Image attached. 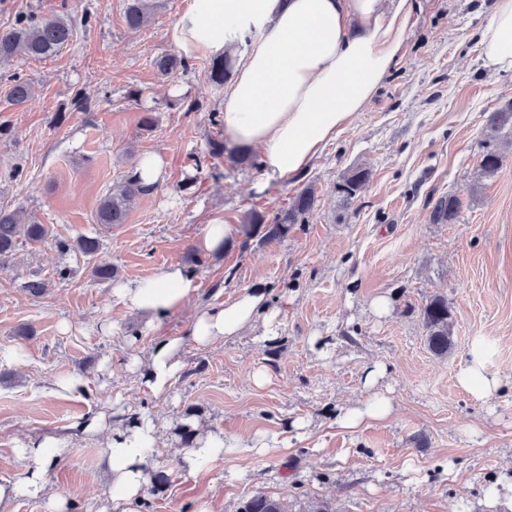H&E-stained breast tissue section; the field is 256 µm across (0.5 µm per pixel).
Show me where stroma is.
<instances>
[{
    "label": "stroma",
    "mask_w": 512,
    "mask_h": 512,
    "mask_svg": "<svg viewBox=\"0 0 512 512\" xmlns=\"http://www.w3.org/2000/svg\"><path fill=\"white\" fill-rule=\"evenodd\" d=\"M188 4L166 0L131 30L124 0H0V30L20 13L91 17L56 56L0 64V205L26 208L55 235L100 242L92 256L26 243L0 267V479L24 477L17 450L28 438L58 439L66 453L49 485L68 497L69 512H95L109 464L101 436L79 425L134 411L167 423L150 468L169 481L148 485L145 512H194L211 498L236 512L256 493L289 512L322 502L331 512H502L488 490L512 484V147H503L493 177L478 171L488 117L512 101V72L485 68L477 37L495 0H417L399 57L363 111L305 174L262 192L259 165L210 153L225 141L210 121L224 91L207 82L206 57L167 79L151 65L177 53L173 31ZM14 72L36 88L20 107L7 97ZM78 94L89 111L76 108ZM148 113L155 125L147 131ZM152 154L163 160L162 183L135 201L125 223L99 224L101 199ZM357 165L370 178L347 208L335 186ZM16 167L21 179H8ZM308 185L318 207L287 237L241 235L217 254L199 248L211 218L239 226L254 210L274 215ZM449 193L463 202L457 221L433 223L434 201ZM175 261L194 271L199 288L152 330L113 296L115 281L90 276L107 263L116 281L145 278ZM61 267L72 271L64 282ZM32 279L46 281L43 293L25 290ZM259 284L276 316L273 338L258 329L185 345L163 396L128 370L159 338L184 336L196 308ZM435 293L447 297L453 321L444 358L428 350L419 317ZM381 298L382 314L374 307ZM480 340L493 348L485 368L500 384L487 400L456 378ZM376 364L385 375L366 385ZM260 368L261 385L251 378ZM70 375L83 391H55L54 380ZM380 391L391 399L385 418L338 424ZM185 421L203 434L261 439L269 451L242 447L188 474L175 431Z\"/></svg>",
    "instance_id": "stroma-1"
}]
</instances>
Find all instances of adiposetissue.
Returning <instances> with one entry per match:
<instances>
[{
	"label": "adipose tissue",
	"instance_id": "ef3b65f1",
	"mask_svg": "<svg viewBox=\"0 0 512 512\" xmlns=\"http://www.w3.org/2000/svg\"><path fill=\"white\" fill-rule=\"evenodd\" d=\"M414 13V0H191L174 41L187 57L230 53L234 69L221 112L230 144L261 152L257 190L305 172L377 92L395 64ZM483 61L512 71V0H497L481 33ZM199 287L187 267L172 263L146 279L120 283L114 295L145 319L146 328L181 309ZM262 288L200 309L185 337L164 338L142 365L154 395H165L181 368L185 342L206 347L272 328ZM163 421L144 416L117 423L97 415L81 429L106 437L111 478L100 512H142L147 463ZM29 461L19 481L0 480V512L21 497L44 512H67L64 495L48 491L46 474L64 453L61 442L33 437L19 448Z\"/></svg>",
	"mask_w": 512,
	"mask_h": 512
}]
</instances>
